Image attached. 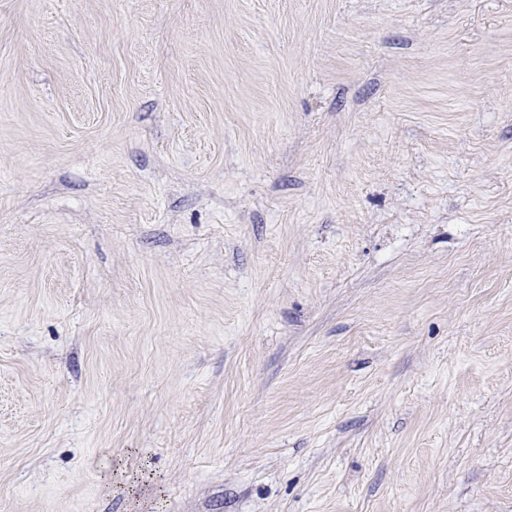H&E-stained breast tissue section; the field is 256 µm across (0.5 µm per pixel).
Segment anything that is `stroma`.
<instances>
[{
	"label": "stroma",
	"instance_id": "35a3bbf8",
	"mask_svg": "<svg viewBox=\"0 0 512 512\" xmlns=\"http://www.w3.org/2000/svg\"><path fill=\"white\" fill-rule=\"evenodd\" d=\"M0 512H512V0H0Z\"/></svg>",
	"mask_w": 512,
	"mask_h": 512
}]
</instances>
